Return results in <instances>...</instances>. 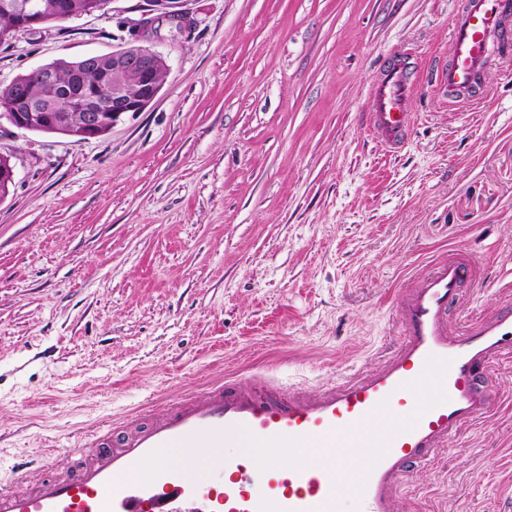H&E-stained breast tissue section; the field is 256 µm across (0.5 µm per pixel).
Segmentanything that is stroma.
I'll use <instances>...</instances> for the list:
<instances>
[{
    "instance_id": "stroma-1",
    "label": "stroma",
    "mask_w": 512,
    "mask_h": 512,
    "mask_svg": "<svg viewBox=\"0 0 512 512\" xmlns=\"http://www.w3.org/2000/svg\"><path fill=\"white\" fill-rule=\"evenodd\" d=\"M458 0H184L145 111L80 144L0 120V458L46 475L79 433L249 369L328 386L395 350L394 296L451 250L478 276L460 318L512 281V63L484 103L433 87L405 147L365 123L384 55L447 56ZM143 0L0 45V89L123 46ZM499 408L406 482L403 512H512V358Z\"/></svg>"
}]
</instances>
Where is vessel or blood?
<instances>
[{
  "mask_svg": "<svg viewBox=\"0 0 512 512\" xmlns=\"http://www.w3.org/2000/svg\"><path fill=\"white\" fill-rule=\"evenodd\" d=\"M449 41L447 59L428 72L418 56L386 55L366 111L369 131L388 151L406 143L415 122L407 102L417 88L432 85L452 104L486 97L485 73L512 57V0H463ZM474 274L458 253L399 290L401 339L381 366L317 391H286L257 372L155 403L143 421L93 431L92 454L74 445L60 469L33 485L12 463L0 482V512H344L345 484L356 512H399L408 478L493 411L494 365L512 355V302L450 323ZM317 445L335 449L333 461L304 456ZM233 447L262 454L245 460L230 455ZM198 448L215 451L205 478L196 474ZM175 449L184 452L177 465L169 461Z\"/></svg>",
  "mask_w": 512,
  "mask_h": 512,
  "instance_id": "vessel-or-blood-1",
  "label": "vessel or blood"
}]
</instances>
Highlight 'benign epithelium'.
<instances>
[{"instance_id": "benign-epithelium-1", "label": "benign epithelium", "mask_w": 512, "mask_h": 512, "mask_svg": "<svg viewBox=\"0 0 512 512\" xmlns=\"http://www.w3.org/2000/svg\"><path fill=\"white\" fill-rule=\"evenodd\" d=\"M146 2L139 17L126 21L130 34L123 46L110 55L82 57L64 86L50 67L32 69L31 74L49 90L48 96L36 102L23 89L13 101L14 109L0 117L17 129L63 135L79 144L110 133L127 115L144 111L161 91L160 73L168 71L166 57L154 47L161 27L180 33L193 23L183 0ZM0 8L12 13L25 31L43 23V0H4ZM91 73L98 83L88 91L86 79ZM130 83L136 87L133 94L128 91ZM103 86L111 90L107 100L98 93Z\"/></svg>"}]
</instances>
